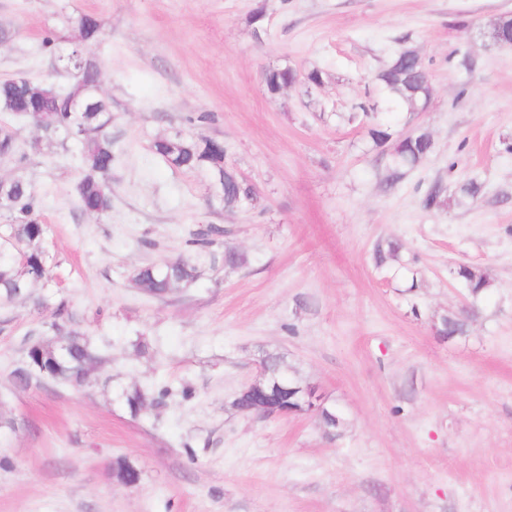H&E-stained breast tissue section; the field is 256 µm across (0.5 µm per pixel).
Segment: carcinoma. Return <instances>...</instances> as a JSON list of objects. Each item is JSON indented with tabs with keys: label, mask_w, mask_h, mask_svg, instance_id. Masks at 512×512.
Listing matches in <instances>:
<instances>
[{
	"label": "carcinoma",
	"mask_w": 512,
	"mask_h": 512,
	"mask_svg": "<svg viewBox=\"0 0 512 512\" xmlns=\"http://www.w3.org/2000/svg\"><path fill=\"white\" fill-rule=\"evenodd\" d=\"M101 29L98 18L90 15L80 17L78 30L82 44L72 43L56 53L57 65L76 71L80 79L67 89L55 90V96L49 95L50 85L42 81L28 78L0 81V111L27 115L33 109L42 110L38 127L45 133L48 146H54L53 136L61 130L77 135L78 157L84 170L76 185L77 205L83 214L96 219L104 217L112 208V187L106 183L112 172V136L105 132L112 122V112L108 103L97 94L98 70L86 56L84 44L97 40ZM490 35H496L506 43L511 41L512 17L499 18ZM295 81L296 73L288 65L271 68L264 75L265 88L272 95ZM377 81L388 103L409 114L419 111L432 94L428 71L418 52L411 47L398 49L390 63L377 74ZM73 94L85 95L86 101L92 104L91 111H65L64 100ZM368 134L379 147L392 144L389 175L392 183L403 177L404 170L416 167L432 149L430 137L423 132L394 139L389 129L378 123L368 129ZM152 149L173 168L210 171L221 185L224 208L232 210L253 200L254 186L225 163L221 141L205 137L189 139L176 134L155 140ZM0 151L17 154L14 134L2 127ZM26 161V154L19 155L18 163ZM38 207L39 199L25 179L0 180V212L6 218L4 229L0 231V303L25 302L30 287L49 277L42 248L46 225L36 217ZM455 274L475 298L491 286L487 276L474 267L461 264ZM200 276L197 259H178L163 267H139L133 271L131 281L144 292L161 296L177 285L196 282ZM41 306L52 310L53 321L40 340L53 344L60 338L65 348L54 359L42 355L37 349L26 348L23 363L14 372L15 384L21 387L29 385L34 380L30 369L35 368L41 372L43 381L77 389L86 387L87 370L102 360L100 350L88 337L71 328L74 314L65 300L45 297ZM473 315L470 310L461 318H442L438 333L446 337L463 333ZM170 395L171 390L165 385L150 392L138 386L122 392L127 409L133 416L138 415L147 402L160 404Z\"/></svg>",
	"instance_id": "carcinoma-1"
}]
</instances>
